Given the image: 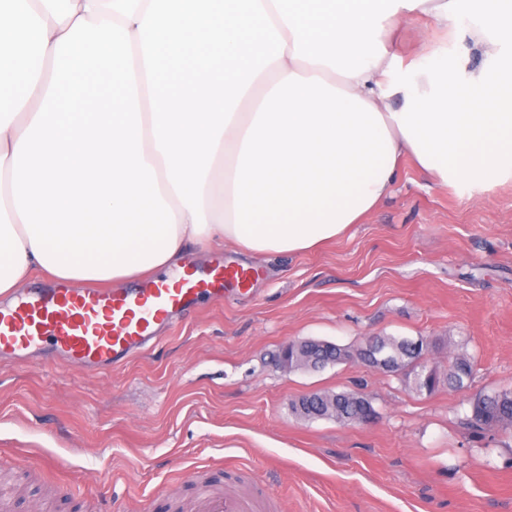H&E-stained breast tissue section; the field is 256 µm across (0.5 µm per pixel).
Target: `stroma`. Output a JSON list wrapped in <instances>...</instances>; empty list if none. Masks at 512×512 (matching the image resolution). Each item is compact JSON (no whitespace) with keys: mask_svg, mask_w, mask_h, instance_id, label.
I'll return each instance as SVG.
<instances>
[{"mask_svg":"<svg viewBox=\"0 0 512 512\" xmlns=\"http://www.w3.org/2000/svg\"><path fill=\"white\" fill-rule=\"evenodd\" d=\"M433 20L412 16L390 49L412 60ZM254 266L249 291L199 302L158 347L99 374L0 358V463L56 459L49 474L0 477V512H150L192 498L195 472L225 490L275 497V512H512V433L470 427L472 397L512 389V182L444 189L403 159L391 193L348 233L316 250L246 254L195 246ZM438 341L444 366L465 341L462 389L426 397L401 376L353 360L290 373L271 354L294 340L356 347L370 335ZM360 391L364 425L295 418L316 391Z\"/></svg>","mask_w":512,"mask_h":512,"instance_id":"1","label":"stroma"}]
</instances>
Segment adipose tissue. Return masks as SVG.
Returning <instances> with one entry per match:
<instances>
[{"label":"adipose tissue","mask_w":512,"mask_h":512,"mask_svg":"<svg viewBox=\"0 0 512 512\" xmlns=\"http://www.w3.org/2000/svg\"><path fill=\"white\" fill-rule=\"evenodd\" d=\"M150 0H0V297L36 269L119 283L179 266L221 239L246 252L312 249L360 223L401 157L439 187L512 180V9L503 0H261L286 46L223 132L195 231L152 133L138 27ZM418 13L488 58L447 42L408 68L388 49ZM114 111H70L87 89Z\"/></svg>","instance_id":"ef3b65f1"}]
</instances>
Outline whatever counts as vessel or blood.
Returning <instances> with one entry per match:
<instances>
[{"mask_svg": "<svg viewBox=\"0 0 512 512\" xmlns=\"http://www.w3.org/2000/svg\"><path fill=\"white\" fill-rule=\"evenodd\" d=\"M256 268L217 261L196 270L185 262L178 277L157 276L136 288H71L58 282L30 288L0 303V354L24 357L40 350L53 360L104 372L141 354L157 330L225 289H249ZM185 512H254L251 501L211 491L184 503Z\"/></svg>", "mask_w": 512, "mask_h": 512, "instance_id": "vessel-or-blood-1", "label": "vessel or blood"}]
</instances>
